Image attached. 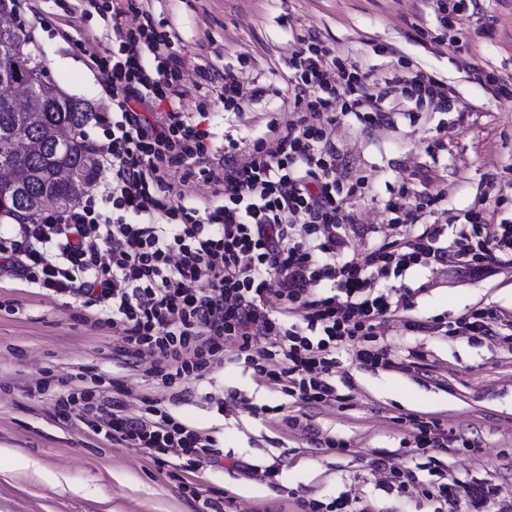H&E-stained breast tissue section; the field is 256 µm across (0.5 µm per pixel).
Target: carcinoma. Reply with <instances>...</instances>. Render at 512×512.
I'll use <instances>...</instances> for the list:
<instances>
[{"label": "carcinoma", "mask_w": 512, "mask_h": 512, "mask_svg": "<svg viewBox=\"0 0 512 512\" xmlns=\"http://www.w3.org/2000/svg\"><path fill=\"white\" fill-rule=\"evenodd\" d=\"M27 44L23 30L16 28L0 35V74L13 72L14 68L38 73L45 63L31 53L18 58L10 45ZM86 110L80 101L68 94L49 98L43 102L36 126L26 124L22 113L5 107L0 97V167L14 171L16 180L0 182V211L16 222L35 217L23 199L49 196L57 201L55 210L65 212L76 207L98 173L99 159L88 142L84 125ZM59 130L67 135L70 151L60 159L46 150L29 155L13 151L18 137L38 138L41 133Z\"/></svg>", "instance_id": "cac0c4a2"}]
</instances>
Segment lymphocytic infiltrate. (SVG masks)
I'll use <instances>...</instances> for the list:
<instances>
[{
	"label": "lymphocytic infiltrate",
	"mask_w": 512,
	"mask_h": 512,
	"mask_svg": "<svg viewBox=\"0 0 512 512\" xmlns=\"http://www.w3.org/2000/svg\"><path fill=\"white\" fill-rule=\"evenodd\" d=\"M129 14L136 22L122 28ZM100 16L119 33L116 47L90 57L106 77L109 105L93 119L107 138L100 165L111 170L112 185L100 199L0 232V278L58 299H87L121 329L116 353L149 362L165 386L206 378L230 345L254 373L302 402L335 401L329 378L337 348L378 363L384 350L359 344L367 324L412 296L380 289V280L447 265L479 274L512 257L511 218L492 222L478 202L462 222L425 226L441 198L406 185L385 204L396 239L362 258L348 251L353 219L339 197L336 122L343 114L367 129L389 122L391 97L447 111L448 86L434 75L408 70L382 80L309 35L288 59L292 120L272 125L270 138H231L221 149L214 132L183 112L184 99L213 92L235 112L262 88L228 70L188 89L176 33L158 30L142 0H112ZM172 172L181 173L183 188L167 182ZM198 179L212 185L210 197L190 190ZM129 395L115 376L102 390L73 389L57 411L140 449L160 468L223 460L213 436L156 399L142 396L140 413H127Z\"/></svg>",
	"instance_id": "f902f5d3"
}]
</instances>
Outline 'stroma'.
Wrapping results in <instances>:
<instances>
[{
  "label": "stroma",
  "mask_w": 512,
  "mask_h": 512,
  "mask_svg": "<svg viewBox=\"0 0 512 512\" xmlns=\"http://www.w3.org/2000/svg\"><path fill=\"white\" fill-rule=\"evenodd\" d=\"M160 29L181 37L187 83L208 72L234 69L264 87L244 111L228 112L216 95L184 100L188 113L207 112L217 135L238 140L268 136L269 123L288 121L284 91L288 55L298 36L315 32L324 45L351 55L377 76L400 60L447 82L449 112L428 109L394 115L360 129L341 117L334 131L346 181L365 189L347 196L354 219L352 251L363 255L388 233L390 189L411 182L443 193L449 214L463 215L487 192L503 188L498 215L512 214V99L495 98L473 67H492L512 80V0H465L440 25L429 0H150ZM37 45L52 81L93 109H101L104 77L85 64L115 45L117 34L81 0H29L12 15ZM386 287L412 288L407 309L388 318L375 347L387 363L355 361L336 350L332 383L338 402L313 406L256 378L231 360L209 382L163 387L144 366L113 360L118 334L97 322L82 301L56 300L17 281L0 280V512H197V495L224 498V512H309L346 492L372 500L378 512H437L430 489L441 478L457 489L496 485L512 501V348L458 331L471 310L491 306L512 316V264L481 274L442 267L390 277ZM417 321L421 330H409ZM417 351L408 364V351ZM120 373L131 391L129 411L150 395L183 422L212 431L222 466L201 463L175 479L137 449L93 435L63 419L56 400L70 387L94 386ZM50 380L42 395L33 389ZM248 398L218 410L210 396ZM300 428H291V420ZM447 431V447L416 448L418 420ZM275 464L276 483L244 476L235 460ZM411 471L409 492H385L386 469ZM58 478L50 485L40 476Z\"/></svg>",
  "instance_id": "obj_1"
}]
</instances>
